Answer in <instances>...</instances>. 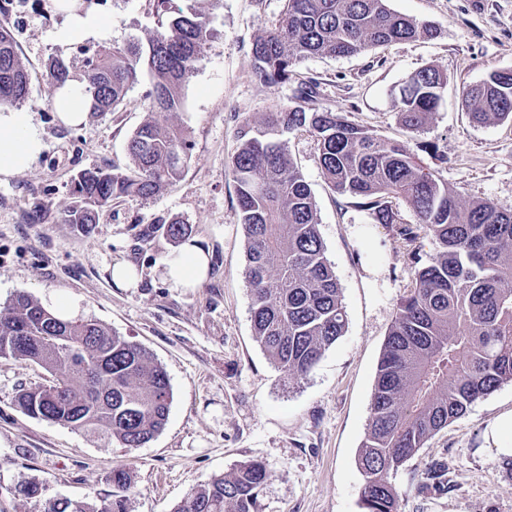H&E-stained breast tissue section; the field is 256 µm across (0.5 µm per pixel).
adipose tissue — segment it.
<instances>
[{
    "label": "adipose tissue",
    "instance_id": "ef3b65f1",
    "mask_svg": "<svg viewBox=\"0 0 512 512\" xmlns=\"http://www.w3.org/2000/svg\"><path fill=\"white\" fill-rule=\"evenodd\" d=\"M53 105L68 125L81 124L90 101L81 82L70 81L58 88ZM45 148L30 112L0 113V176L8 178L27 169ZM211 267V253L197 241L183 243L164 262L165 277L172 287L193 288L203 281Z\"/></svg>",
    "mask_w": 512,
    "mask_h": 512
}]
</instances>
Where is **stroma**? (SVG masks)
<instances>
[{
	"instance_id": "obj_1",
	"label": "stroma",
	"mask_w": 512,
	"mask_h": 512,
	"mask_svg": "<svg viewBox=\"0 0 512 512\" xmlns=\"http://www.w3.org/2000/svg\"><path fill=\"white\" fill-rule=\"evenodd\" d=\"M22 16L0 12L28 70L25 104L46 144L24 171L0 179V306L24 291L45 308L69 299L77 319L95 320L144 347L170 380L163 430L140 448L96 437L24 413L20 390L50 380L32 362L0 359V512H39L38 499L16 492L32 481L44 497L101 499L122 468L131 477L126 512H173L197 487L244 461L266 469L258 512H363L358 454L367 431L378 362L397 304L415 266L435 254L426 236L406 244L400 223H414L398 205L399 224L374 223L359 199L325 183L317 144L304 132L288 149L315 198L326 257L341 287L347 328L312 372L288 378L269 360L251 327L245 280V236L237 219L231 158L244 120L298 106L295 82L270 85L253 73L255 39L275 22L283 0H197L214 30L184 89L172 121L191 144L181 179L160 196L114 201L88 236L63 221L78 171L130 166L128 141L147 113V79L118 111L60 122L45 66L65 51L66 16L51 0H19ZM106 24L89 47L122 46L160 20L150 0H86ZM390 9L433 26L431 39L395 42L347 58L312 56L300 78L318 84L316 106L340 113L369 133L416 148L436 144L442 160L420 154L465 202L512 207V119L472 123L463 88L490 70L512 67V0H388ZM432 66L448 84L429 124L407 133L396 101L410 73ZM177 221L211 252L207 278L174 288L163 261L177 246L165 229ZM141 274L135 288L110 276L118 261ZM512 409V383L502 384L427 441L393 478L403 512H512V457L484 447L492 419ZM443 463L450 489L420 487V474Z\"/></svg>"
}]
</instances>
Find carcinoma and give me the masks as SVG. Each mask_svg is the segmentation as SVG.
Here are the masks:
<instances>
[{
    "label": "carcinoma",
    "instance_id": "carcinoma-1",
    "mask_svg": "<svg viewBox=\"0 0 512 512\" xmlns=\"http://www.w3.org/2000/svg\"><path fill=\"white\" fill-rule=\"evenodd\" d=\"M153 0L164 21L143 40L95 50L78 45L80 80L94 114L114 112L143 75L149 112L128 144L132 168H93L72 177L75 204L64 223L90 235L112 200L153 198L181 177L188 160L184 130L169 123L212 30L199 9L171 10ZM436 30L397 13L387 0H284L277 22L253 46L254 73L285 83L314 55L348 57L392 42L429 38ZM51 90L73 78L71 55L46 66ZM447 77L434 67L409 74L397 102L399 121L420 132L437 111ZM29 74L12 33L0 27V107L22 104ZM473 122L512 118V68L490 71L463 90ZM305 130L317 142L325 182L337 194L366 200L378 224L398 223L404 203L435 246L415 269L399 302L381 358L358 464L364 512H402L392 478L424 443L468 407L512 382V207L464 204L437 172L404 143L370 135L325 108L301 106L245 120L232 159L238 221L246 238V279L254 336L291 378L307 376L343 336L341 288L325 256L316 202L283 136ZM0 359L30 361L51 372V384L22 390L27 414L140 448L164 427L171 387L165 369L142 346L97 321L64 320L25 292L0 307ZM422 487L449 489L435 463ZM265 479L255 460L214 478L173 512H257ZM112 498L46 499L40 512H126L129 474L112 470Z\"/></svg>",
    "mask_w": 512,
    "mask_h": 512
}]
</instances>
